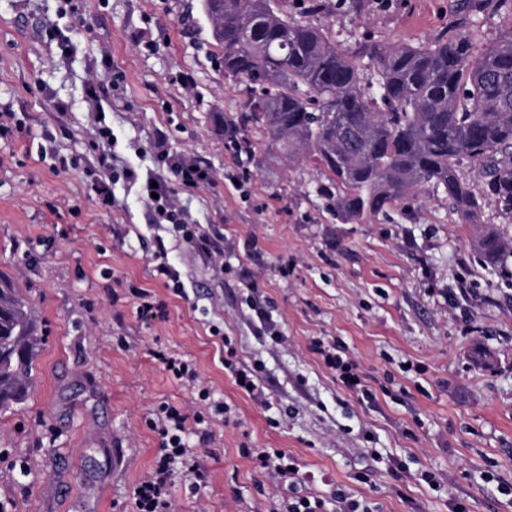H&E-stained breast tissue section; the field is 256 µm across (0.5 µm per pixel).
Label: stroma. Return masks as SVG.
I'll use <instances>...</instances> for the list:
<instances>
[{
	"label": "stroma",
	"instance_id": "obj_1",
	"mask_svg": "<svg viewBox=\"0 0 512 512\" xmlns=\"http://www.w3.org/2000/svg\"><path fill=\"white\" fill-rule=\"evenodd\" d=\"M0 0V108L20 132L0 139V276L32 309L40 339L26 401L0 414V505L7 512H135L131 487L153 466L160 439L146 424L167 401L197 408L195 387L176 380L155 351L186 356L201 386L235 408L189 444L208 478L198 491L176 480L173 512H268L277 488L241 456L280 448L308 488L343 489L378 512H512V205L489 194L461 160L480 201L476 223H461L446 195L424 189L407 203L361 222L336 218L309 161L291 162L251 125V161L227 150L223 120L238 112L241 86L215 65L211 26L200 0ZM55 19L74 47L60 61L35 26ZM456 0H325L316 20L339 48L362 38L389 46L436 36L456 22ZM147 33L155 51L139 47ZM108 49L125 92L106 121L123 158L148 150L155 129L173 150L207 160L215 185L177 190L203 229L256 240L223 276L196 264L174 237L186 296L151 274L149 212L137 187L118 181L102 207L85 168L90 57ZM192 71L194 91L175 80ZM69 102L68 112L54 108ZM77 167H61L64 158ZM238 176L231 184L230 176ZM497 231L508 242L494 261L476 248ZM253 274L255 298L287 341L254 336L239 271ZM165 303L146 320L130 287ZM338 340L358 365L372 401L347 390L311 349ZM259 365L268 404L225 373V341ZM402 469L376 468L368 450ZM26 479H18L20 467ZM435 474L439 489L419 481Z\"/></svg>",
	"mask_w": 512,
	"mask_h": 512
}]
</instances>
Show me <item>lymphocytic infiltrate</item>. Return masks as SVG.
<instances>
[{
  "instance_id": "1",
  "label": "lymphocytic infiltrate",
  "mask_w": 512,
  "mask_h": 512,
  "mask_svg": "<svg viewBox=\"0 0 512 512\" xmlns=\"http://www.w3.org/2000/svg\"><path fill=\"white\" fill-rule=\"evenodd\" d=\"M100 65L109 69L108 81L90 79L86 88V98L91 109L89 114L92 128L91 143L96 147V165L90 188L102 206L115 203L112 187L123 180L139 185L154 228H171L191 254L200 260L210 262L216 269H223L227 246L224 236L218 232L203 230L200 225L189 222L186 212L168 185V177H175L185 191H192L212 184L214 176L210 166L197 157H189L173 152L166 132H157L150 146L154 163L153 170L139 174L135 167L120 165L116 151L118 139L106 121V110L112 105V93L119 90L123 82L120 71L111 67L109 58H102ZM313 350L321 356L324 364L334 370L343 385L361 395L364 400H372L373 395L362 383L357 364L347 356L343 347L336 342L316 340ZM203 412L191 414L173 404L162 402L153 410L147 420L148 426L161 439L160 456L155 468L133 488L136 512H171V476L173 466L183 463L196 482H204L205 475L198 464L189 462L187 436L192 426L202 425ZM255 469L267 474L277 484L287 487L290 496L286 512H327L328 502H335L336 512H373L369 502L351 498L344 490H336L331 497L300 493L305 482L295 459L278 448L244 449Z\"/></svg>"
}]
</instances>
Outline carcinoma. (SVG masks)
<instances>
[{
    "instance_id": "obj_1",
    "label": "carcinoma",
    "mask_w": 512,
    "mask_h": 512,
    "mask_svg": "<svg viewBox=\"0 0 512 512\" xmlns=\"http://www.w3.org/2000/svg\"><path fill=\"white\" fill-rule=\"evenodd\" d=\"M201 7L220 71L247 92L239 122L318 164L340 218L367 219L431 185L473 224L479 202L463 158L479 165L491 194L512 201V26L482 49L470 32L479 16L512 11V0H459V25L427 42L347 50L325 26L289 17L280 0ZM366 60L375 81L364 85ZM476 246L495 259L503 242L488 230ZM37 345L31 309L0 279V412L26 399Z\"/></svg>"
}]
</instances>
